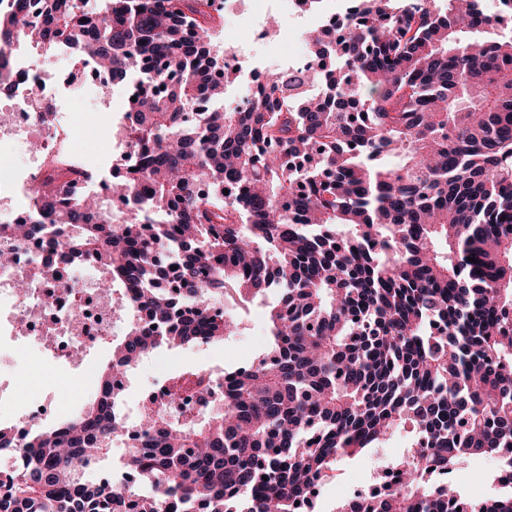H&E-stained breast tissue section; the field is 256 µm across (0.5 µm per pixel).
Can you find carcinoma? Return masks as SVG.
<instances>
[{"label":"carcinoma","instance_id":"cac0c4a2","mask_svg":"<svg viewBox=\"0 0 512 512\" xmlns=\"http://www.w3.org/2000/svg\"><path fill=\"white\" fill-rule=\"evenodd\" d=\"M84 2L0 0V45H74L116 85L177 77L123 115L141 154L112 192L147 203L117 223L111 200L60 211L48 185L37 221L0 237L56 225L59 250L107 256L102 288L136 287L174 335L130 325L92 402L32 430L0 512H298L338 458L406 428L425 447L408 450L396 489L336 512H457L461 492L435 472L512 446V36L488 29L480 0H359L336 43L308 41L326 97L284 68L231 112L219 23L199 0ZM203 94L213 109L181 124ZM165 251L184 311L160 287ZM264 288L282 293L267 354L201 418L151 420L128 449L124 469L151 494L87 481L124 432L115 370L223 340L233 315L212 305ZM471 512H512V492Z\"/></svg>","mask_w":512,"mask_h":512}]
</instances>
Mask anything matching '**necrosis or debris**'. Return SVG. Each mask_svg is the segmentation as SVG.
<instances>
[{
  "label": "necrosis or debris",
  "instance_id": "4bbe7bcc",
  "mask_svg": "<svg viewBox=\"0 0 512 512\" xmlns=\"http://www.w3.org/2000/svg\"><path fill=\"white\" fill-rule=\"evenodd\" d=\"M259 9L248 0H203L204 11L216 18H236L245 24L252 43L266 44L261 57L247 59L246 48L226 49L224 70L234 73L240 85L236 110L247 108L254 93L265 81L270 69L311 70L315 64L309 55L280 53L265 19L274 11L291 20V28L301 35L319 33L325 41L339 38L335 18L340 12L334 0H325L318 9L307 0H262ZM56 57L71 60L68 76L50 70L41 62L39 50L16 41L0 52V76L6 80L7 95L0 104V146L29 140L34 131L42 133V148L31 153L21 168L0 164V224H29L36 219L35 200L46 183L59 188V199L71 201L85 196H107L112 179L76 149L82 134L78 120L66 124L42 125L44 112H57L61 99L71 95L74 84L92 73L94 89L111 87L109 73L92 63L75 64V47L52 48ZM39 84V98L29 94L31 84ZM94 260L73 261L50 250L47 236L17 242L9 265L0 266V354L18 362L24 374L51 383L62 367L74 366V348H90L109 333L118 316L115 306L104 300L86 279L97 272ZM29 284L27 295L16 290L17 280ZM176 400L156 402L163 414L196 417L208 411L213 402L224 397V377L219 371H187L174 377ZM41 419L33 404L15 393L9 380L0 379V424L11 431L13 445L0 456V485H6L16 473L18 454L25 447L31 429Z\"/></svg>",
  "mask_w": 512,
  "mask_h": 512
}]
</instances>
